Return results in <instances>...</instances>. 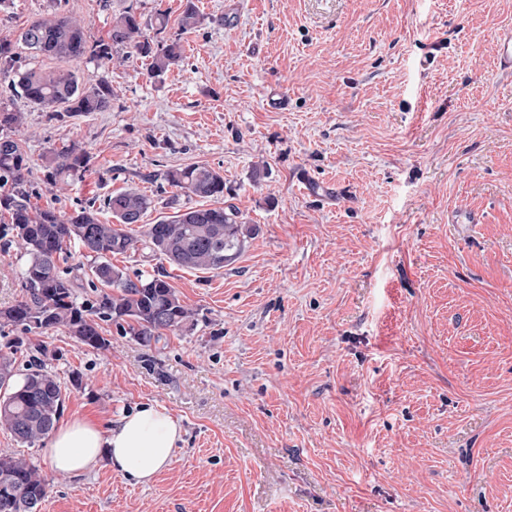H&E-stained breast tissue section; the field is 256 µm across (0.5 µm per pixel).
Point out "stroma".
<instances>
[{
	"mask_svg": "<svg viewBox=\"0 0 512 512\" xmlns=\"http://www.w3.org/2000/svg\"><path fill=\"white\" fill-rule=\"evenodd\" d=\"M123 2L166 13L150 36L183 59L159 81L136 56L72 62L111 82L107 112L16 98L34 205L133 188L153 224L169 213L159 173L204 163L261 232L219 270L109 255L165 273L195 330L144 347L111 325L102 352L32 335L63 419L107 431L150 401L183 428L143 486L52 471L46 446L0 427V454L47 474L42 512H512V73L497 56L512 0H194L190 33L184 0ZM62 8L90 39L110 27L103 0ZM70 142L90 159L59 192L41 157ZM22 265L0 237V307Z\"/></svg>",
	"mask_w": 512,
	"mask_h": 512,
	"instance_id": "stroma-1",
	"label": "stroma"
}]
</instances>
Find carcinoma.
<instances>
[{"label":"carcinoma","instance_id":"cac0c4a2","mask_svg":"<svg viewBox=\"0 0 512 512\" xmlns=\"http://www.w3.org/2000/svg\"><path fill=\"white\" fill-rule=\"evenodd\" d=\"M53 10L23 28L21 45L37 54L73 61L88 58L101 65L124 51L146 61L149 78L161 79L182 58L177 40L154 46L148 23L133 6L113 11L106 36L90 41L85 22L51 0ZM203 16L193 0H186L179 27L190 32L202 25ZM15 96L59 116L86 115L112 108L111 83L100 79L84 84L70 70L38 72L22 66L15 46L0 40V82ZM23 113L11 98H0V213L8 216L3 235H10L25 257L21 270L25 294L0 307V327L20 332L0 348V425L29 447L54 430L64 405L57 377L44 363L46 347H29L24 373H18L16 354L24 335L63 329L82 344L106 351L105 326L115 325L139 345L149 347L166 332L191 330L198 313L182 304L175 288L163 275L129 276L106 260L112 254L148 249L181 269L212 270L232 263L246 244L259 234V226L245 221L233 206L196 208L181 205V197L219 200L224 197V175L207 164L170 168L160 174L173 195L166 202L173 215L146 225L141 235L127 230L139 224L152 207L146 194L126 189L101 202L80 205L69 212L31 204L34 188L28 157L18 139ZM86 150L75 143L50 151L45 157L46 181L68 186L87 165ZM111 214L114 223L98 218ZM78 246L95 254L91 273L79 274L59 264L61 254ZM22 381H16L17 375ZM50 483L45 474L23 457L0 456V512H41Z\"/></svg>","mask_w":512,"mask_h":512}]
</instances>
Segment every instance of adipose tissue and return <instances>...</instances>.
I'll list each match as a JSON object with an SVG mask.
<instances>
[{
  "label": "adipose tissue",
  "mask_w": 512,
  "mask_h": 512,
  "mask_svg": "<svg viewBox=\"0 0 512 512\" xmlns=\"http://www.w3.org/2000/svg\"><path fill=\"white\" fill-rule=\"evenodd\" d=\"M179 422L154 403L120 416L111 431L85 417H73L53 434L51 468L73 476L104 466L135 485L150 484L169 467L181 439Z\"/></svg>",
  "instance_id": "1"
}]
</instances>
